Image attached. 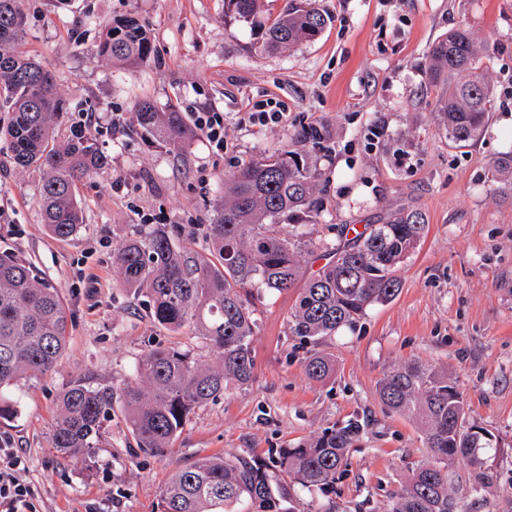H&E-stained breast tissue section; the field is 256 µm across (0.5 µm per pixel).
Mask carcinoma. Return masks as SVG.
<instances>
[{"instance_id":"cac0c4a2","label":"carcinoma","mask_w":512,"mask_h":512,"mask_svg":"<svg viewBox=\"0 0 512 512\" xmlns=\"http://www.w3.org/2000/svg\"><path fill=\"white\" fill-rule=\"evenodd\" d=\"M261 0H224V17L250 25L258 52L312 40L331 22L313 0H287L273 19L259 17ZM26 27L21 0H0V153L17 168L43 171L38 206L58 238L84 223L77 182L105 167L107 157L86 136L65 146L52 143L53 119L64 106L51 72L18 50ZM105 58L143 63L154 55L145 25L130 16L113 22L99 46ZM471 33L458 28L431 47L429 77L448 87L440 112L448 139H475L491 111L492 92L478 71ZM133 121L159 140L179 147L196 137L179 112H159L141 101ZM315 174L296 153L260 156L244 165L224 188V204L209 218L218 262L178 248L169 232L155 228L113 253L124 287L146 298L149 315L173 334L191 333L215 356L211 364L178 347H157L135 366L120 393L107 386L73 382L62 394L51 444L64 456L88 452L112 410L114 395L127 413L138 447L163 456L191 412L233 386L252 381L255 308L250 289L282 293L301 279L299 235H278L272 226L312 212ZM422 212L411 210L386 224H368L336 245L331 260L299 289L288 325L300 341L318 345L355 324L375 304L400 290L397 265L425 235ZM68 312L58 289L27 261L0 253V419L14 412L13 386L60 364L66 347ZM308 377L323 379L332 361L318 352L304 358ZM378 395L390 410L417 422L435 462L422 464L393 497L391 512H458L448 489V461L463 458L484 468L493 435L470 421L462 393L448 374L409 362L387 372ZM361 426L325 429L293 448L277 450L272 464L246 457L200 458L176 469L161 492L162 512H293L290 484L325 488L359 440Z\"/></svg>"}]
</instances>
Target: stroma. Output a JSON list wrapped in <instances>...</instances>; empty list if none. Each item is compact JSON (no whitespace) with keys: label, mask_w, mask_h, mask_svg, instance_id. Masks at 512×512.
<instances>
[{"label":"stroma","mask_w":512,"mask_h":512,"mask_svg":"<svg viewBox=\"0 0 512 512\" xmlns=\"http://www.w3.org/2000/svg\"><path fill=\"white\" fill-rule=\"evenodd\" d=\"M317 2L333 17L321 34L258 53L246 24L225 23L224 0H24L21 49L54 74L65 104L56 143L95 112L100 121L87 134L108 159L78 182L85 222L59 239L37 206L42 171L0 155V251L30 262L69 314L61 365L20 380L14 416L0 419V436L28 459L43 512H160L176 467L209 456L265 461L352 419L364 429L342 476L329 490L294 487V512H389L393 493L430 460L420 428L377 394L383 375L409 361L447 371L470 420L493 435L485 470L449 462L453 498L465 512H512V194L506 175L493 173L512 153V0ZM128 15L148 29L147 62L97 52L112 22ZM459 27L481 44L493 90L486 125L463 146L441 121L445 88L428 77L432 44ZM144 99L161 112L223 113V154L201 135L172 148L144 133L132 121ZM265 99L287 107V127L252 125V105ZM311 124L320 138L307 136ZM288 151L316 176L317 214L278 226L302 234L303 276L326 263L345 230L424 214L423 240L396 268V298L320 344L334 364L320 381L306 375L305 350L289 333L296 290L254 299L253 380L196 408L166 456L139 448L117 402L95 448L61 457L51 433L74 381L121 390L139 356L160 344L211 360L200 341L151 319L142 296L121 285L114 251L162 224L179 247L213 258L207 220L225 180L256 157Z\"/></svg>","instance_id":"1"}]
</instances>
